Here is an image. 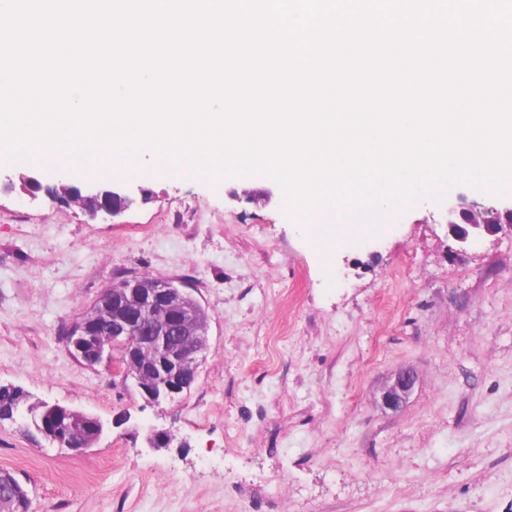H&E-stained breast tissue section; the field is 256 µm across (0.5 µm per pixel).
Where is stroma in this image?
I'll return each mask as SVG.
<instances>
[{
  "label": "stroma",
  "mask_w": 512,
  "mask_h": 512,
  "mask_svg": "<svg viewBox=\"0 0 512 512\" xmlns=\"http://www.w3.org/2000/svg\"><path fill=\"white\" fill-rule=\"evenodd\" d=\"M130 183L149 201L95 222L0 192V382L105 424L75 452L0 423L29 512H512V230L461 248L427 199L326 266L268 177ZM144 272L209 315L195 384L156 406L65 339ZM406 367L416 386L384 408ZM149 426L176 442L143 447ZM416 382L417 375L409 368H403L395 372L382 389L381 401L383 406L391 410L399 409L414 389Z\"/></svg>",
  "instance_id": "35a3bbf8"
}]
</instances>
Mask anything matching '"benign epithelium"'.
<instances>
[{
    "instance_id": "benign-epithelium-1",
    "label": "benign epithelium",
    "mask_w": 512,
    "mask_h": 512,
    "mask_svg": "<svg viewBox=\"0 0 512 512\" xmlns=\"http://www.w3.org/2000/svg\"><path fill=\"white\" fill-rule=\"evenodd\" d=\"M20 189L31 199L43 195L56 206H79L91 219L114 218L128 209L134 198L122 181L103 182L90 175L76 185L56 183L39 170L19 175ZM481 203L468 206L448 198V229L460 242L472 240V231L491 232L499 224L477 212ZM188 290L176 288L160 279L149 288L135 278L127 279L122 288L105 289L99 298L84 309L71 326V349L82 360L95 364L120 352L122 381L140 385L145 373H153L155 386L143 391L145 400L158 404L180 394L198 376L199 357L208 347V337L192 326L193 313L187 304ZM163 315L164 329H154L153 317ZM417 382L416 373L403 368L395 372L381 392L384 407L397 410L406 401ZM50 413L42 422L41 433L52 437L58 445L70 449L88 448L99 439L105 425L95 415H87L92 424L91 437L80 442L68 441L70 415L74 409L59 403L40 401L33 405L30 395L22 392L15 404L12 420L34 423V409ZM173 436L153 426L144 436L145 447L166 448Z\"/></svg>"
}]
</instances>
